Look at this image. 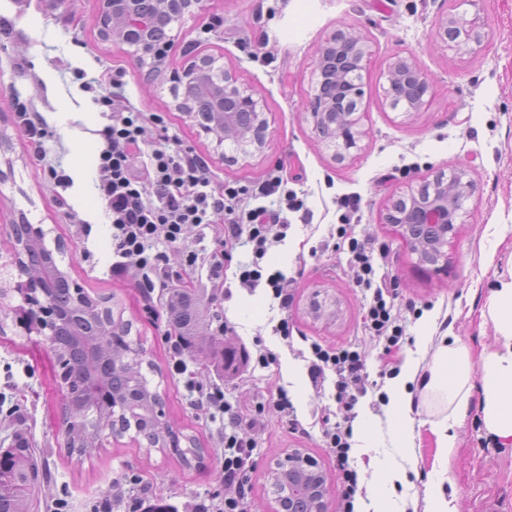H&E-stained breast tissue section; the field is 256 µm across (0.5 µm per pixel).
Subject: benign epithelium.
<instances>
[{
	"mask_svg": "<svg viewBox=\"0 0 512 512\" xmlns=\"http://www.w3.org/2000/svg\"><path fill=\"white\" fill-rule=\"evenodd\" d=\"M199 7L201 0H98L96 22L103 37H111L131 49L139 65L146 68V73L153 80L171 45V39L164 32L138 27L125 22V19L157 10L168 26L184 21ZM435 35L447 46L475 53L485 37V23L477 12L470 16L463 12L452 18L440 17L435 23ZM370 57L371 48L367 40L350 25L342 26L317 49L318 78L307 114L316 138L332 144L341 159L360 150L361 141L367 137L360 118L355 116L354 104L359 102L362 94L359 74ZM171 79L182 90L181 110L206 132L214 125L203 123V119L198 117V109L188 97L192 89L205 79L214 92V111H224V102L231 101L235 111L255 116L256 124L251 138L243 141L237 155L231 157L229 162L245 160L264 148L269 122L261 99L252 87L240 82L233 71L217 64L216 57L193 55L179 71L171 75ZM388 81L386 99L394 110L417 111L430 89L428 75L408 59H397L390 64ZM474 193L472 181L465 179L464 173L458 172L454 181L443 183L442 188L429 197L420 194L411 197L405 212L393 218L388 216L386 220L398 232L403 224H433L438 234L449 243L456 235L457 225L455 214L448 213V198L464 201ZM12 288L31 298L33 315L42 314L44 302L38 297L42 289L32 275L18 278ZM297 465L318 469L315 459L291 451L274 460L269 472Z\"/></svg>",
	"mask_w": 512,
	"mask_h": 512,
	"instance_id": "7a95c632",
	"label": "benign epithelium"
}]
</instances>
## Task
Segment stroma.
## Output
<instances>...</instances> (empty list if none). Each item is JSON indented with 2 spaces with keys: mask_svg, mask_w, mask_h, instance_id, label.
<instances>
[{
  "mask_svg": "<svg viewBox=\"0 0 512 512\" xmlns=\"http://www.w3.org/2000/svg\"><path fill=\"white\" fill-rule=\"evenodd\" d=\"M479 9L485 41L479 52L461 55L434 36L436 19L454 12V0H203L193 17L172 25L168 69L180 68L192 50L223 56L258 90L271 121L264 152L249 163L229 165L216 149L217 133L204 132L178 111L168 84L145 82L128 46L99 37L97 0H0V254L12 253V223L20 218L42 225L48 247L63 243L58 262L71 280L91 297L120 299L133 318L148 359L160 369L153 382L173 431L196 436L207 450L202 463L187 467L169 451L142 448L125 438L82 458L68 457L53 353L44 337L7 328L0 334V445H9L19 431L44 458L45 479L34 512H47L59 502L62 512H136L137 501L155 496L177 512H194L199 503L218 504L234 495L224 484L217 426L189 402L190 380L220 386L243 419H260L251 431L257 448L250 512H272L267 465L293 448L320 461L329 508L338 512L340 478L319 423L323 410L336 405L334 382L312 385L304 354L313 341L331 348L351 345L365 355L369 386L355 411L369 418L371 435L366 442L354 439L353 457L366 495L382 488L377 471L401 466L405 475L382 488L396 512H427L425 489L439 473L461 512H512V446L489 441L478 406L456 425L460 443L447 464L437 458L435 437L417 399L412 415L422 425L416 446L405 454L397 448L384 401L389 381L379 375L383 344L363 331L364 299L345 256L319 247L330 225L340 221L339 199L359 195L355 232L375 239L388 253L379 273L395 284V310L406 331L401 359L429 363V352L417 345L418 321L426 314L434 319L433 335L459 341L472 358L496 349L494 325L481 312L499 281L512 278V0H480ZM344 24L369 41L372 55L358 105L368 137L356 159L339 164L316 141L307 107L316 50ZM397 56L412 57L432 80L421 111L395 112L386 104L387 68ZM116 76L122 87H113ZM112 92L122 103L164 116V125H148L145 149L174 136L208 160L214 186H249L274 172L304 199L311 220L290 215L287 238L264 259L267 269L294 280L288 311L280 310L270 288L240 282L237 265L249 261L247 248H234L222 285L208 282L214 244L207 228L190 227L185 248L168 249L175 289L158 288L148 298L131 278L110 274L111 226L97 190L100 132L109 118L96 99ZM17 101L44 122V162L32 157L17 123ZM80 160L87 179L57 186L50 168L68 175ZM449 169L465 170L475 194L448 248V271L435 275L418 269L416 254L385 224L384 214L400 192ZM80 222L91 225L90 235H77ZM496 224L508 227L498 244L492 237ZM188 248L201 255L196 267L184 264ZM179 288L203 293L209 328L232 326L225 345L250 349L262 343L276 363L223 372L188 356L186 374H177L168 312ZM328 293L336 298L335 318L313 320V301ZM283 318L292 330L287 340L274 331ZM281 388L293 403L299 428L271 403ZM116 483L123 489L117 501L112 498Z\"/></svg>",
  "mask_w": 512,
  "mask_h": 512,
  "instance_id": "1",
  "label": "stroma"
}]
</instances>
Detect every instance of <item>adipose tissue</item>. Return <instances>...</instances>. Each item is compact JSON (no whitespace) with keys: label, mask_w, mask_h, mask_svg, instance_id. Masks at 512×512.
Returning a JSON list of instances; mask_svg holds the SVG:
<instances>
[{"label":"adipose tissue","mask_w":512,"mask_h":512,"mask_svg":"<svg viewBox=\"0 0 512 512\" xmlns=\"http://www.w3.org/2000/svg\"><path fill=\"white\" fill-rule=\"evenodd\" d=\"M486 313L498 334L499 349L486 352L473 366L470 351L459 342L435 339L432 321L422 318L418 342L431 349L427 367L405 361L388 389V412L401 448L415 445L416 422L408 403V386L421 385V403L431 418L430 430L441 456L457 448L455 425L471 404H478L494 441L512 443V280L500 281Z\"/></svg>","instance_id":"obj_1"}]
</instances>
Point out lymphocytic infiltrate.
<instances>
[{"instance_id": "obj_1", "label": "lymphocytic infiltrate", "mask_w": 512, "mask_h": 512, "mask_svg": "<svg viewBox=\"0 0 512 512\" xmlns=\"http://www.w3.org/2000/svg\"><path fill=\"white\" fill-rule=\"evenodd\" d=\"M97 103L111 115L101 132L103 147L98 155L101 178L99 196L111 218L113 275L130 276L146 292L166 285L165 246L184 243L190 226L213 232L220 246L243 243L251 249V259L239 266L241 281L266 285L281 309L293 301L291 284L281 271L266 272L262 262L275 241L284 240L289 229L288 215L303 209L304 202L285 187L281 176L273 175L251 187H214L208 177L209 164L191 149L171 140L151 149L144 174H137L133 162L142 154L147 122L163 124L160 114L145 115L131 106H119L114 97L101 95ZM342 222L323 248L344 253L354 271V285L364 296L362 324L366 335L384 340L386 358H394L405 328L394 312L397 294L386 280L376 277L384 252L370 238L356 236L352 217L359 201L344 197ZM364 356L357 349H335L314 342L310 345L308 375L315 384L334 374L337 411L323 415V436L336 462L342 483L340 512H354L359 492V473L351 463L354 412L359 395L365 394ZM191 405L217 422L224 446V482L237 494L225 499L216 512H247L250 484L247 472L255 448L243 432V419L228 401L221 387L203 389L189 384Z\"/></svg>"}]
</instances>
